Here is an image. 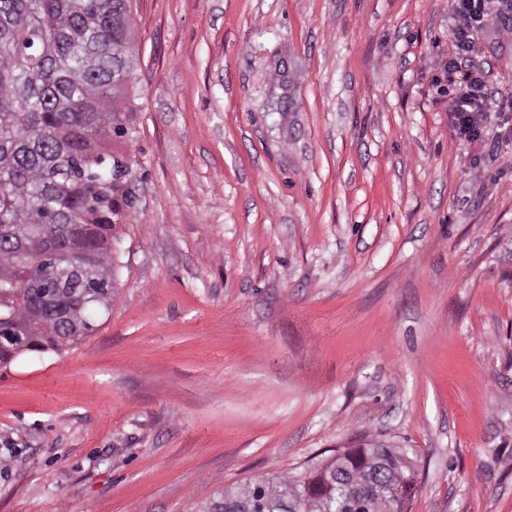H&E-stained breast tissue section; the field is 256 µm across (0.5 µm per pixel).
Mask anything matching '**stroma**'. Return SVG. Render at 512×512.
I'll return each mask as SVG.
<instances>
[{
	"label": "stroma",
	"mask_w": 512,
	"mask_h": 512,
	"mask_svg": "<svg viewBox=\"0 0 512 512\" xmlns=\"http://www.w3.org/2000/svg\"><path fill=\"white\" fill-rule=\"evenodd\" d=\"M118 292L0 366V512H200L377 439L408 512H512V41L451 137L448 0H132ZM289 108H277L280 94Z\"/></svg>",
	"instance_id": "1"
}]
</instances>
